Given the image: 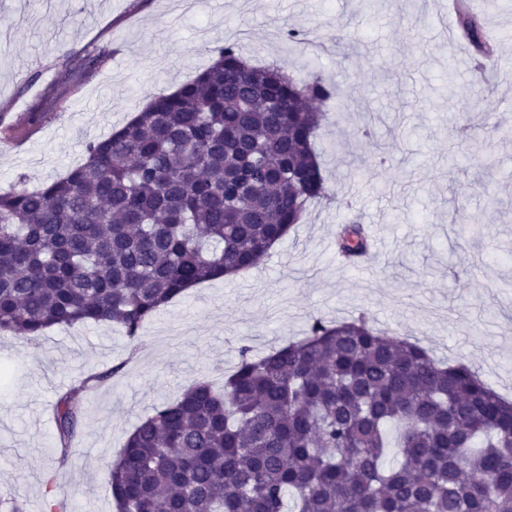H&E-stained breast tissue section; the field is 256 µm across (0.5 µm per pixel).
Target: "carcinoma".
<instances>
[{
	"mask_svg": "<svg viewBox=\"0 0 512 512\" xmlns=\"http://www.w3.org/2000/svg\"><path fill=\"white\" fill-rule=\"evenodd\" d=\"M457 34L499 67L468 6ZM104 54L72 57L79 81ZM240 48L160 92L60 179L0 190V335L106 324L131 341L191 287L257 266L329 197L316 150L334 99ZM345 224L336 252L368 254ZM90 376L55 405L68 460ZM106 490L116 512H512V401L363 316L238 349L224 389L189 385L128 435Z\"/></svg>",
	"mask_w": 512,
	"mask_h": 512,
	"instance_id": "1",
	"label": "carcinoma"
}]
</instances>
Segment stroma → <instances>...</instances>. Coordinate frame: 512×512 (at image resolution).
Returning a JSON list of instances; mask_svg holds the SVG:
<instances>
[{"instance_id":"obj_1","label":"stroma","mask_w":512,"mask_h":512,"mask_svg":"<svg viewBox=\"0 0 512 512\" xmlns=\"http://www.w3.org/2000/svg\"><path fill=\"white\" fill-rule=\"evenodd\" d=\"M408 2L402 16L391 0H0L1 189L63 177L88 142L194 79L227 42L298 81L322 77L339 97L316 140L336 200L312 204L263 264L196 286L135 342L97 324L0 336V498L25 512H45L51 494L71 512H114L106 480L136 424L191 383L222 385L241 345L267 351L315 317L366 314L438 357L469 360L512 398V0H470L498 42L502 73L486 82L467 66L469 45L442 35L448 0ZM291 29L340 48L289 43ZM94 46L106 52L93 69L32 118L58 71ZM486 112L494 129L468 147L500 170L480 198L476 170L448 157L463 119ZM369 125L373 143L361 135ZM462 215L482 226L479 240ZM354 221L382 247L352 267L336 255V228ZM90 374L103 380L84 398L62 468L54 405Z\"/></svg>"}]
</instances>
